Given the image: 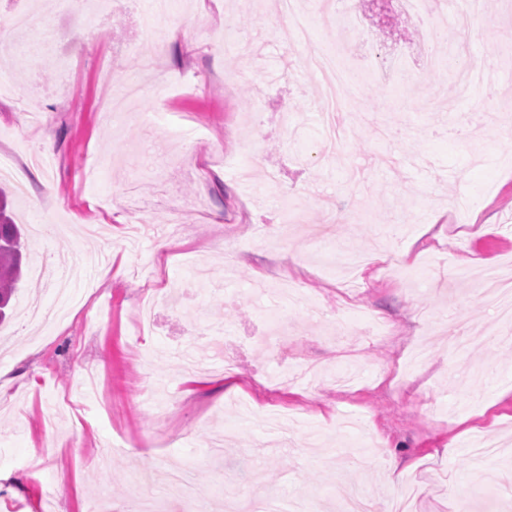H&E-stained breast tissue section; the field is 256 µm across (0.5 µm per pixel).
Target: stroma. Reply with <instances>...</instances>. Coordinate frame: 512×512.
Here are the masks:
<instances>
[{"instance_id": "35a3bbf8", "label": "stroma", "mask_w": 512, "mask_h": 512, "mask_svg": "<svg viewBox=\"0 0 512 512\" xmlns=\"http://www.w3.org/2000/svg\"><path fill=\"white\" fill-rule=\"evenodd\" d=\"M169 3L158 54L154 0H0V155L27 187L13 210L30 241L0 326V512L104 497L108 512L146 497L185 512L156 479L168 466L189 471L204 512L229 492L306 512H345L359 493L384 512L409 480L416 512H512V341L448 349L449 321L495 323L481 268H512V71L478 110L449 98L445 65L459 43L512 55V0L444 43L397 2L383 24L374 0H348L370 50L308 0L313 40L372 76L342 108L337 159L318 151L321 85L282 0ZM17 14L44 24L10 32ZM230 22L247 34L233 52ZM374 50L405 80L377 76ZM142 73L169 79L167 98L111 110L106 81ZM38 148L50 165L29 162ZM130 184L143 212L124 204ZM174 221L166 256L151 239L130 248L133 227ZM51 255L72 272L67 297L47 289ZM34 306L66 313L37 325ZM370 313L391 336H364Z\"/></svg>"}]
</instances>
